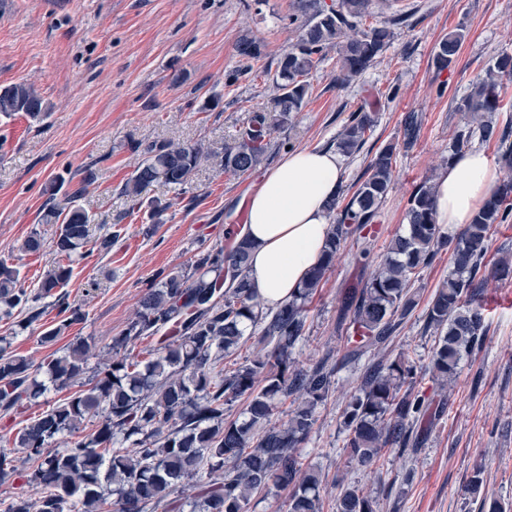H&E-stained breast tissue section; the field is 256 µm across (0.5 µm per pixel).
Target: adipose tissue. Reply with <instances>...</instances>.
I'll return each instance as SVG.
<instances>
[{
    "label": "adipose tissue",
    "mask_w": 512,
    "mask_h": 512,
    "mask_svg": "<svg viewBox=\"0 0 512 512\" xmlns=\"http://www.w3.org/2000/svg\"><path fill=\"white\" fill-rule=\"evenodd\" d=\"M342 172L334 150L293 149L262 173L249 196L242 229L251 243L246 274L267 306L287 301L320 262L331 231L328 204L341 188ZM498 178L486 151L455 155L437 183V222L452 231L471 223Z\"/></svg>",
    "instance_id": "1"
}]
</instances>
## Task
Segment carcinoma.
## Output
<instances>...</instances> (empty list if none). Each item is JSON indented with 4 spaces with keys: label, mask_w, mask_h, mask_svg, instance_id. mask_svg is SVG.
Listing matches in <instances>:
<instances>
[{
    "label": "carcinoma",
    "mask_w": 512,
    "mask_h": 512,
    "mask_svg": "<svg viewBox=\"0 0 512 512\" xmlns=\"http://www.w3.org/2000/svg\"><path fill=\"white\" fill-rule=\"evenodd\" d=\"M370 0H338L335 8L313 7L298 42L279 60L273 84L276 90L268 110L251 113L233 143L224 151L173 142L154 141L143 149L135 173L120 194L132 205L141 204L143 190L161 180L185 187L196 169L213 161L224 172L244 175L261 162L276 128L288 123L307 96V76L316 56L336 47L339 79L362 74L390 45L387 27L360 28ZM464 39L463 29L449 32L433 54L436 71L448 69ZM240 56L257 59L262 45L243 39ZM512 79V54L503 53L466 94L458 110L476 124L456 136L455 149L483 141L495 133L492 121L481 116L501 109L506 82ZM25 113L41 120L49 107L33 86L19 83L0 88V114ZM374 126L368 112H356L338 136L336 147L344 155L355 153ZM395 147L381 148L368 165L360 184L345 204H329L333 229L321 263L313 268L297 292L275 310H263L247 279V238L236 240L229 252L207 250L198 255L195 272L169 274L149 287L142 311L121 336L112 341L119 350L130 338L158 337L145 363L114 359L99 368L90 387L30 419L13 438L14 450L25 454L27 467L18 469L10 452L0 448V482L15 475L38 490L36 512H64L68 501L81 504L78 512H171L169 496L186 481H202V492L189 502L190 512H247L256 493L276 495L292 488L287 512H322L323 479L303 467L296 448L308 439L316 410L327 399L333 369L320 363L310 370L293 367L292 351L305 332L309 304L336 254L353 227L373 223L389 192ZM80 186L47 208L43 220L57 225L55 258L44 270L38 287H23L18 270L0 260V320L17 309L27 310V323L39 320L41 300L53 297L58 313H71L58 326L43 333L53 343L60 331L79 320L68 295L60 288L72 277L73 263L85 256L91 217L78 204ZM512 195V180L492 191L489 199L455 237L448 236L434 219L431 182L412 192L406 212L407 229L392 238L376 271L360 288L345 295L352 335L348 357L372 360L356 392L343 411L348 431L345 451L355 464L367 467L389 445L406 447L413 430L409 419L423 416V402L403 386L413 370L404 360H375L393 333L415 309L412 279L428 265L445 243L453 244V271L435 291L426 319L437 340L431 369L441 387L455 381L462 360L481 346L484 308L474 301L476 277L490 248V229L508 216L505 206ZM257 337L260 349L253 360L230 372L217 363L235 351L245 335ZM90 346L71 343L60 356L50 355L35 365L0 344V410H16L23 401L41 397L47 387L39 380L48 375L57 388L76 383L87 370ZM245 398L243 419H224V405ZM292 399L287 420L271 423L277 404ZM96 420V430L84 438L55 445ZM30 503L17 499L4 512H31ZM336 512H376L372 500L345 489L337 498Z\"/></svg>",
    "instance_id": "carcinoma-1"
}]
</instances>
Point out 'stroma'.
Here are the masks:
<instances>
[{"label": "stroma", "instance_id": "1", "mask_svg": "<svg viewBox=\"0 0 512 512\" xmlns=\"http://www.w3.org/2000/svg\"><path fill=\"white\" fill-rule=\"evenodd\" d=\"M305 19L299 0H0V87L33 85L50 106L40 121L21 112L0 115V259L19 270L24 287H37L52 256L56 227L40 221L52 186L70 191L85 175L93 177L81 199L92 218V253L75 262L67 286L79 321L62 329L54 344L42 343L43 333L60 323L47 298L37 322L25 324L20 311L0 320V337L36 363L85 340L92 352L88 368L96 370L152 283L173 271H192L200 252L224 247V230L246 214L262 169L289 148H335L353 112L371 113L369 137L343 160L342 184L360 180L388 144L397 148L394 176L372 232H355L337 254L292 353L299 368L322 361L335 368L301 449L303 461L324 478L323 512H336V498L348 485L372 499L377 512H478L484 502L512 512V272L492 266L512 256V215L492 227V263L477 276L484 342L444 392L429 370L436 336L425 313L448 276L449 249L440 248L415 278L418 305L384 351L387 359L413 365L411 393L427 408L429 421L415 425L413 444L386 447L368 468L351 463L342 413L363 369L335 366L345 348L344 295L372 276L390 240L405 229L416 186L447 168L454 138L469 120L458 103L472 81L500 54H512V0H373L363 24L391 29L390 46L347 83L338 78L337 49L324 50L300 112L274 131L259 169L233 176L209 162L185 190L151 184L144 198L170 204L154 227L146 213L130 212L120 194L143 146L169 140L217 148L235 137L250 112L269 107L278 62L298 41ZM458 28L465 38L456 60L436 72L434 48ZM244 38L262 43L260 58L239 56ZM410 117L417 133L409 143L404 130ZM115 224L121 237L111 249L100 248ZM33 231L44 242L38 258L19 249ZM76 391L73 385L52 387L21 410L0 411V448L12 447L29 418ZM479 468L486 479L469 492Z\"/></svg>", "mask_w": 512, "mask_h": 512}]
</instances>
